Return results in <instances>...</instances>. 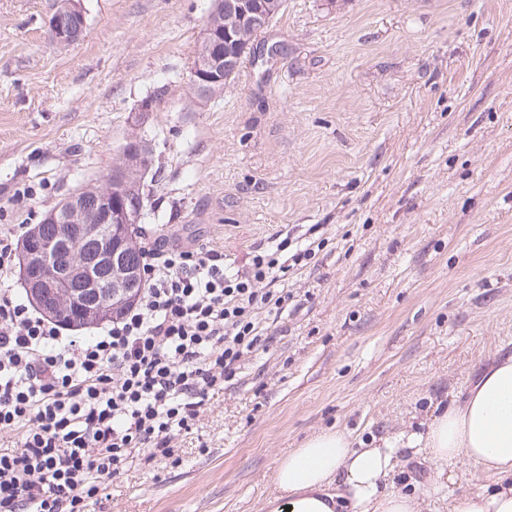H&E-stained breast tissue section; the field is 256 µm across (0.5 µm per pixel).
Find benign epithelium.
<instances>
[{
	"mask_svg": "<svg viewBox=\"0 0 512 512\" xmlns=\"http://www.w3.org/2000/svg\"><path fill=\"white\" fill-rule=\"evenodd\" d=\"M276 6V0H214L190 70L197 97L206 100L224 89V67L230 64L225 45L245 28L260 33ZM220 16L223 26L217 27L211 18ZM85 24L77 0L49 19L60 43L79 39ZM146 149L144 140H136L122 153L116 179L73 191L20 242V278L29 301L48 317L65 316L69 326L87 328L112 319L144 286L132 251L143 218L133 194L146 173Z\"/></svg>",
	"mask_w": 512,
	"mask_h": 512,
	"instance_id": "benign-epithelium-1",
	"label": "benign epithelium"
}]
</instances>
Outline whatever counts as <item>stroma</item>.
I'll return each instance as SVG.
<instances>
[{
	"instance_id": "stroma-1",
	"label": "stroma",
	"mask_w": 512,
	"mask_h": 512,
	"mask_svg": "<svg viewBox=\"0 0 512 512\" xmlns=\"http://www.w3.org/2000/svg\"><path fill=\"white\" fill-rule=\"evenodd\" d=\"M0 0V225L22 236L105 181L126 141L153 151L146 241L235 266L320 225L269 349L175 445L88 512H266L282 457L334 428L389 440L435 498L418 437L497 353H512V0H286L209 100L188 76L213 0ZM165 95L145 124L139 105ZM49 26L54 33L55 41L72 43L82 35L86 20L79 1L72 0L64 12L53 14Z\"/></svg>"
}]
</instances>
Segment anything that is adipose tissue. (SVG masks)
<instances>
[{
  "label": "adipose tissue",
  "instance_id": "1",
  "mask_svg": "<svg viewBox=\"0 0 512 512\" xmlns=\"http://www.w3.org/2000/svg\"><path fill=\"white\" fill-rule=\"evenodd\" d=\"M424 455L435 481L480 488L448 500V512H512V354L494 356L464 398L428 425ZM394 448L354 447L333 428L309 436L276 469L269 512H427L419 493L390 487Z\"/></svg>",
  "mask_w": 512,
  "mask_h": 512
}]
</instances>
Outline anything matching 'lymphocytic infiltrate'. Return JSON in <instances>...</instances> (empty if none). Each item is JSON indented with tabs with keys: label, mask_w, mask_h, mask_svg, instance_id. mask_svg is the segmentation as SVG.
<instances>
[{
	"label": "lymphocytic infiltrate",
	"mask_w": 512,
	"mask_h": 512,
	"mask_svg": "<svg viewBox=\"0 0 512 512\" xmlns=\"http://www.w3.org/2000/svg\"><path fill=\"white\" fill-rule=\"evenodd\" d=\"M328 238L281 239L229 269L200 245L146 248L145 286L84 338L0 288V512H85L137 463L170 459L211 398L263 347L290 273Z\"/></svg>",
	"instance_id": "f902f5d3"
}]
</instances>
